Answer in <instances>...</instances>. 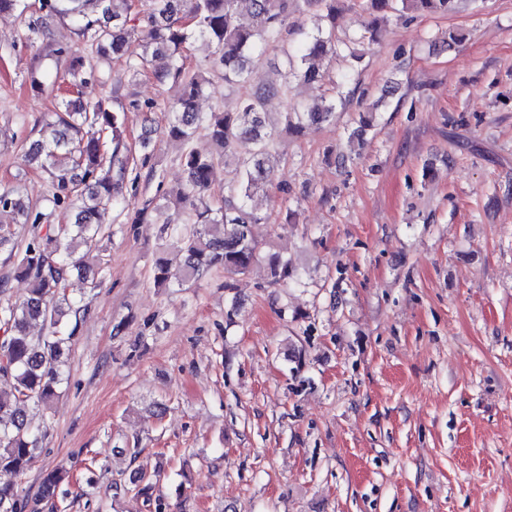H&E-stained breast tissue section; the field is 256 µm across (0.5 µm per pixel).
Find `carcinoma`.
<instances>
[{
    "instance_id": "carcinoma-1",
    "label": "carcinoma",
    "mask_w": 512,
    "mask_h": 512,
    "mask_svg": "<svg viewBox=\"0 0 512 512\" xmlns=\"http://www.w3.org/2000/svg\"><path fill=\"white\" fill-rule=\"evenodd\" d=\"M327 21L313 32L295 24L298 0H144L129 24L132 0H39L40 10L69 21L86 50L49 44L37 59L55 63L62 81L79 90L98 80L99 66L117 56L126 59L127 72L136 78L151 74L159 85L173 84L178 95L165 106L163 132L180 142V164L185 184L161 203L150 201L139 209L136 223L160 224L162 247L153 267L155 285L180 287L204 276L212 267L230 275L248 273L258 260L256 227L266 218L252 205L267 193L280 163L274 143L282 133L299 135L310 124L331 123L337 98L332 96L307 112L280 113L266 122L267 102L288 92V84L255 83L248 71L249 54L272 46L280 53L284 76L315 83L322 75L317 61L336 52V0H307ZM455 0H359L366 15L356 38L375 43L388 21L387 13L404 15L447 13ZM209 50L207 67L188 62L191 41ZM218 72L226 88L244 93L233 112H199L196 102L210 88L207 74ZM205 132L216 152L202 155L190 147ZM49 175L47 201L70 212V222L34 234L26 243L14 276L27 281L26 295L0 306V377L12 381L9 397L0 396V468L22 476L31 468L40 448L29 430L21 404L49 407L65 383L71 342L76 327L70 316L87 311L61 294L72 273L91 288L102 273L95 251L100 249L104 217L123 201L131 149L123 140L119 111L106 102L85 104L80 98H62L55 118L41 129L40 139L25 153ZM236 166V179L225 187L224 199L212 203L204 196L221 166ZM0 213L20 224L44 225L49 214L13 191L0 193ZM173 248L182 257L174 268L167 257ZM274 283L294 281L296 270L279 253L267 256ZM42 322L43 334L30 335L32 322ZM65 479L59 471L47 473L39 501L55 504ZM129 483L137 496L151 501L152 485L136 471ZM27 500L16 485H0V512H26Z\"/></svg>"
}]
</instances>
